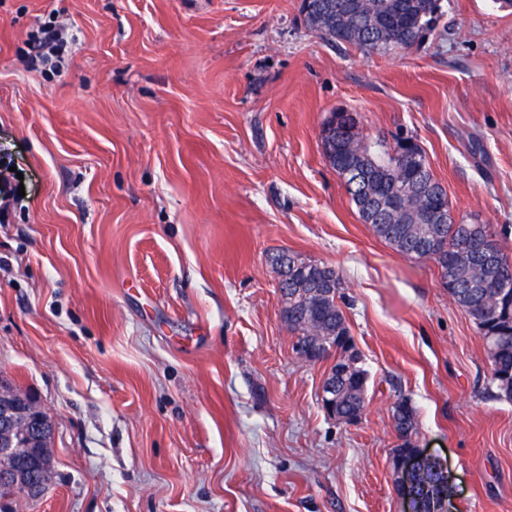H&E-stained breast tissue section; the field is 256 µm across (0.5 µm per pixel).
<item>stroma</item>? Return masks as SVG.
Wrapping results in <instances>:
<instances>
[{"mask_svg": "<svg viewBox=\"0 0 512 512\" xmlns=\"http://www.w3.org/2000/svg\"><path fill=\"white\" fill-rule=\"evenodd\" d=\"M301 0H0V377L53 423V479L13 512H406L392 406L455 512H512V401L436 267L363 224L319 129L417 139L454 218L512 253V13L441 0L412 50L306 27ZM59 68L32 66L39 22ZM334 266L361 419L279 318L269 258ZM63 42L62 31L60 28L48 23L40 29V36L37 38V46L34 50L36 57H43L55 53ZM408 403L407 400L402 399L396 402L393 408V417L397 427H403L406 432V443L411 444L417 435L416 427V412L412 406L410 409L405 410L404 404Z\"/></svg>", "mask_w": 512, "mask_h": 512, "instance_id": "obj_1", "label": "stroma"}]
</instances>
